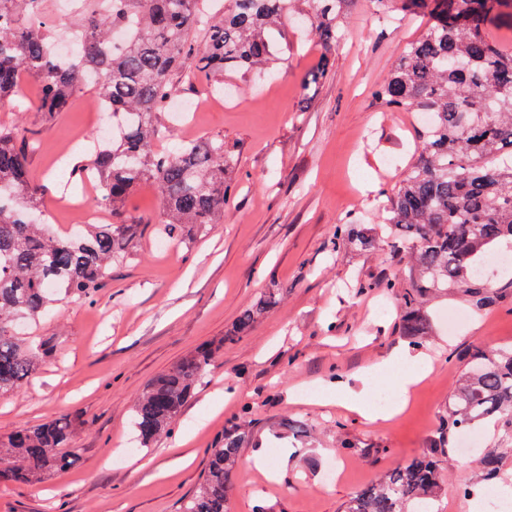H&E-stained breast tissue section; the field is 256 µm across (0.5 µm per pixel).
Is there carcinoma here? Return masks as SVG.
<instances>
[{"label": "carcinoma", "mask_w": 512, "mask_h": 512, "mask_svg": "<svg viewBox=\"0 0 512 512\" xmlns=\"http://www.w3.org/2000/svg\"><path fill=\"white\" fill-rule=\"evenodd\" d=\"M76 0L73 17L83 35L80 53L63 63L45 18L44 0H0V104L23 78L41 84L40 111H65L89 86L112 118V140L74 166L72 177L95 174L102 194L95 203L112 215L60 234L42 220L37 189L27 175V133L0 124V394L28 382L40 351L19 330L59 300H88L105 286L108 267L129 254L138 224L127 199L146 184L163 203L158 233L185 240L212 230L224 217L235 186L224 136H201L175 150L161 149L170 129L162 112L182 83L203 79L224 90V73L269 72L278 57L271 31L288 13L289 0ZM344 0H311L302 24L329 48L341 37ZM410 14L432 20L388 78L373 91L392 112L425 116L419 158L387 195L383 223L336 225L335 241L381 250L386 237L413 263L412 288L402 296L404 334L426 335L420 302L429 290L461 288L480 309L491 302L477 270L502 239L512 240V49L487 33L490 21L512 16V0H401ZM126 31L111 44L112 32ZM278 303L272 293L244 310L224 341L248 333ZM215 350L202 347L155 377L137 398L133 426L149 445L170 430L211 366ZM497 419L512 429V352L477 350L455 384L440 417L438 440L454 445L464 428ZM241 425L224 430L209 449L200 481L180 512H227L229 476L242 442ZM71 420L52 419L0 443V482L65 474L77 461L70 447ZM512 448H486L475 459V485L507 481L504 460ZM449 453L414 459L355 492L343 512H430Z\"/></svg>", "instance_id": "cac0c4a2"}]
</instances>
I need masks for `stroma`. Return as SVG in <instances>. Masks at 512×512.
<instances>
[{
	"label": "stroma",
	"mask_w": 512,
	"mask_h": 512,
	"mask_svg": "<svg viewBox=\"0 0 512 512\" xmlns=\"http://www.w3.org/2000/svg\"><path fill=\"white\" fill-rule=\"evenodd\" d=\"M426 18L393 0H345L342 41L315 89L306 82L324 48L288 20L275 32L278 62L258 78L228 73L223 94H189L199 110L192 128L173 117L171 143L223 135L234 146L230 174L236 195L224 222L192 241L161 244L158 191L141 187L126 202L144 230L135 251L113 263L106 286L87 301L63 300L34 329L52 346L38 374L0 396V441L16 431L65 416L73 425L78 462L68 473L33 483L0 485V512H176L207 463V450L231 424L245 438L232 475L229 512H341L355 491L379 475L423 457L438 420L475 349L512 348V268H488L495 297L474 311L460 290L425 299L429 325L423 352L433 366L410 392L401 414L371 420L348 398L331 396L335 377L364 387L365 368L411 349L399 298L410 269L396 255L333 245L339 224H374L383 193L404 177L418 142L415 113L385 111L372 95L422 36ZM40 86L23 79L0 106V123L33 134L32 185L52 230L77 218L59 207L74 154L70 138L95 134L104 116L91 93L77 94L53 118L37 108ZM393 281L391 292L379 289ZM279 302L236 342L224 337L240 312L268 293ZM463 312L449 332L444 313ZM216 357L166 435L139 448L132 408L147 384L195 349ZM122 449L119 463L102 462ZM275 463L274 474L255 465ZM337 468L335 484L325 480ZM472 475L470 458L455 456L443 477L438 512H469L459 492Z\"/></svg>",
	"instance_id": "stroma-1"
}]
</instances>
